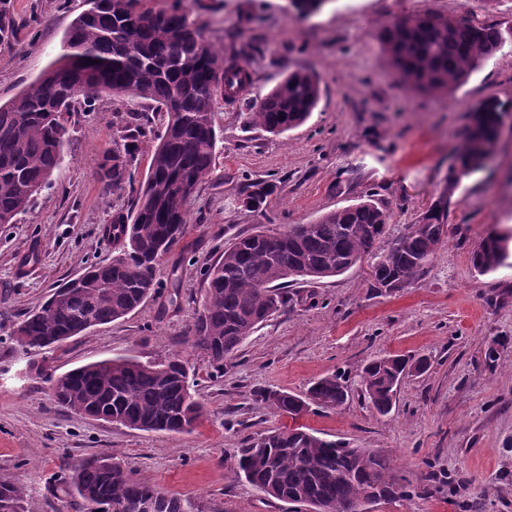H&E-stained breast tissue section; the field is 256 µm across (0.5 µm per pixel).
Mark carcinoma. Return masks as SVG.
Returning <instances> with one entry per match:
<instances>
[{
	"label": "carcinoma",
	"instance_id": "cac0c4a2",
	"mask_svg": "<svg viewBox=\"0 0 512 512\" xmlns=\"http://www.w3.org/2000/svg\"><path fill=\"white\" fill-rule=\"evenodd\" d=\"M65 35L62 53L26 90L0 104V224L25 211L62 160L67 135L63 115L79 104L90 111L100 94L146 99L166 113L145 181L135 184L136 147L153 134L148 116L127 112L117 118L111 146L103 151L98 175L108 187L129 186L131 212L117 213L106 235L120 242L121 257L91 264L26 315L15 331L30 349L58 347L81 334L87 322L102 325L121 319L156 293L155 268L183 237L186 203L211 172L217 143L213 102L217 87L237 100L252 85L247 64L237 53L220 55L202 28L175 5L151 14L139 0H89ZM328 0H291L300 15L318 12ZM14 36L7 0H0V45ZM511 30L469 16L424 11L398 16L378 32L390 70L407 89L450 91L485 67L501 50ZM95 63H87V59ZM321 98L319 78L296 69L264 96L247 103L250 123L273 135L302 124ZM512 112V101L490 94L472 109L448 191L483 167L495 152L498 128ZM275 185L251 182L244 206L265 208ZM391 219L387 206L369 195L330 211L312 224L282 230L260 229L239 236L205 271L202 308L188 329L192 345L220 369L224 359L273 314L294 281L341 275L370 249L377 248ZM448 201L441 200L382 249L374 268L376 287L392 290L424 271L443 245ZM509 235L488 233L471 253L474 270L485 275L506 265ZM427 361L386 355L363 370L364 391L374 409L388 415L398 385ZM190 367L180 360L143 363L127 356L91 362L58 376L53 397L61 406L89 419L153 432L183 433L203 413L188 384ZM258 398L292 417L315 406L335 409L348 392L331 374L315 382L302 398L288 392H261ZM230 467L264 495L287 501L309 498L316 512H359L369 494L394 499L399 478L389 459L350 448L314 432L280 428L249 440L233 453ZM63 491L78 512H141L152 501L156 512H185L181 500L160 492L114 458L93 456L64 461ZM0 512H28L21 484L0 482Z\"/></svg>",
	"mask_w": 512,
	"mask_h": 512
}]
</instances>
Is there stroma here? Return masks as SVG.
Instances as JSON below:
<instances>
[{
	"label": "stroma",
	"mask_w": 512,
	"mask_h": 512,
	"mask_svg": "<svg viewBox=\"0 0 512 512\" xmlns=\"http://www.w3.org/2000/svg\"><path fill=\"white\" fill-rule=\"evenodd\" d=\"M14 24L0 46V104L20 94L58 58L87 0H8ZM190 18L220 51L246 52L253 85L267 93L289 71L321 78L311 118L281 136L248 124L244 101L216 93L218 143L212 172L189 204L184 238L159 261L154 297L131 314L92 327L55 351L23 348L13 334L89 263L119 257L104 233L128 211L127 189L100 181L112 115L145 113L154 134L137 152L145 178L167 116L154 102L101 96L94 111L67 114L62 162L28 209L0 224V481L22 484L29 512H75L56 483L66 457L109 455L180 498L186 512H292L230 471L234 448L278 428H303L390 458L408 496L372 512H512V266L478 275L473 247L490 231L512 232V116L505 117L496 162L449 190L448 175L488 94L512 100V42L448 93H413L398 83L377 32L388 19L432 10L512 26V0H328L297 16L287 0H183ZM276 184L264 212L242 204L249 182ZM382 199L387 240L449 197L444 245L402 288L373 286L377 252L342 275L294 282L289 303L240 345L222 370L191 347L185 332L201 305L206 268L224 246L257 227L309 224L357 203ZM427 357L405 377L389 415L362 396L372 358ZM125 355L143 362L180 358L195 371L192 391L204 413L188 433L145 432L67 411L52 382L81 365ZM342 375L349 398L336 409L278 413L256 391L304 394L322 376Z\"/></svg>",
	"instance_id": "obj_1"
}]
</instances>
